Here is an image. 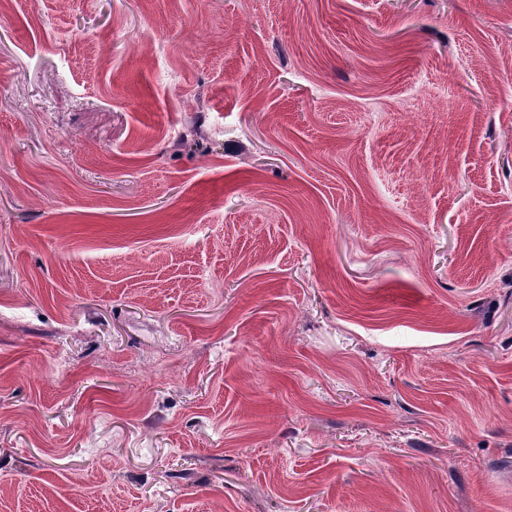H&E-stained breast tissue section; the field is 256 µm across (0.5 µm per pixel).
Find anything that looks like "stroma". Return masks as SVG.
I'll return each mask as SVG.
<instances>
[{"instance_id": "35a3bbf8", "label": "stroma", "mask_w": 512, "mask_h": 512, "mask_svg": "<svg viewBox=\"0 0 512 512\" xmlns=\"http://www.w3.org/2000/svg\"><path fill=\"white\" fill-rule=\"evenodd\" d=\"M508 72L512 0H0V512H512Z\"/></svg>"}]
</instances>
